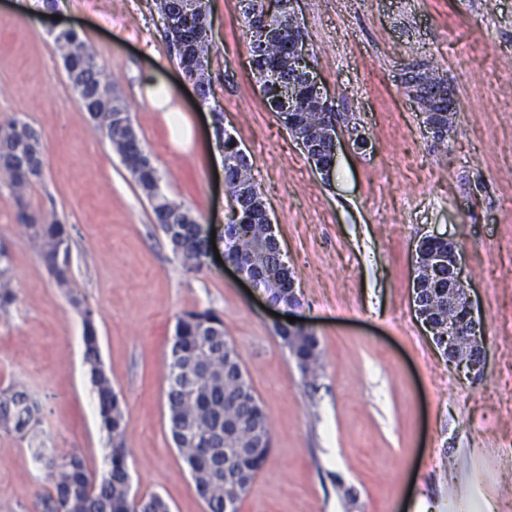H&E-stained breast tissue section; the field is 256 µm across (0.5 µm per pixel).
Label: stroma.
Masks as SVG:
<instances>
[{"instance_id":"obj_1","label":"stroma","mask_w":512,"mask_h":512,"mask_svg":"<svg viewBox=\"0 0 512 512\" xmlns=\"http://www.w3.org/2000/svg\"><path fill=\"white\" fill-rule=\"evenodd\" d=\"M0 0V119L32 125L45 146L28 212L66 224L67 287L23 233L0 175V251L15 301L0 309V391L41 405L34 440L0 430V512H45L52 484L30 456H82L107 468V436L83 363L92 314L123 402L132 491L171 512H205L169 432L168 349L178 317L210 309L238 349L267 418L271 451L239 512H512V0H296L311 62L334 108L336 167L322 180L259 95L237 0H209L215 50L201 100L186 84L154 0H62L39 24ZM70 29L126 106L164 192L205 230L232 217L223 132L244 144L299 286L293 315L318 336L308 385L275 317L231 266L187 271L104 130L67 80L54 35ZM423 61L456 94L454 127L427 137L398 83ZM164 66L179 85L193 145L172 141L140 96ZM365 129L356 149L346 130ZM448 234L486 339L483 373L448 364L412 302L418 240Z\"/></svg>"}]
</instances>
